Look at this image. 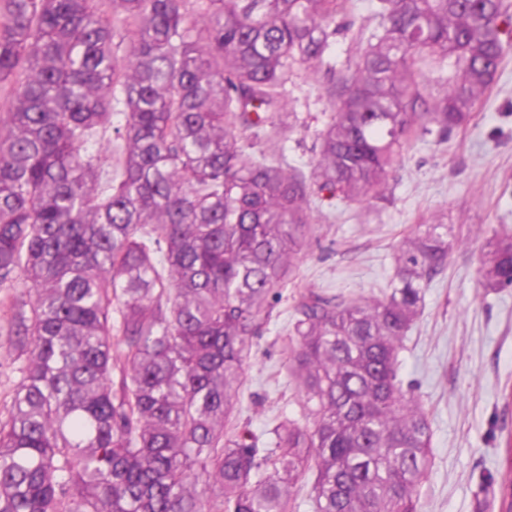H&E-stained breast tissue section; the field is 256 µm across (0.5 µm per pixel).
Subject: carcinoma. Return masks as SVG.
I'll return each instance as SVG.
<instances>
[{"label":"carcinoma","mask_w":512,"mask_h":512,"mask_svg":"<svg viewBox=\"0 0 512 512\" xmlns=\"http://www.w3.org/2000/svg\"><path fill=\"white\" fill-rule=\"evenodd\" d=\"M354 7L0 0V288L29 296L0 512H296L307 478L314 512H419L431 426L399 355L448 269L442 218L403 235L379 295L294 292L301 417L236 416L269 298L322 231L312 199H385L412 140L471 120L512 33V0H378L338 68ZM299 66L334 109L308 174L278 146ZM487 247L478 287H511L512 233ZM499 484L512 512L509 441ZM362 1L359 10L355 15L336 16L333 26L339 28V32L336 34V37L333 39L332 45V53L336 56V60L338 61L337 67H340V64L344 62L348 50L354 46L353 38L355 37L358 29L364 23L365 18L370 14L369 9L371 8V1L376 2V0H360ZM357 49H351V55H355Z\"/></svg>","instance_id":"cac0c4a2"}]
</instances>
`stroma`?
Here are the masks:
<instances>
[{
  "label": "stroma",
  "instance_id": "35a3bbf8",
  "mask_svg": "<svg viewBox=\"0 0 512 512\" xmlns=\"http://www.w3.org/2000/svg\"><path fill=\"white\" fill-rule=\"evenodd\" d=\"M323 82L301 67L288 84L295 119L287 154L305 170L318 156V133L330 113ZM435 214L445 217L456 246L447 273L426 291L399 368L430 411L431 466L420 512H499L497 474L512 438V287L485 293L475 272L488 237L500 226L512 228V61L466 126L404 151L385 199L349 204L321 197L311 215L324 229L298 254L294 288L371 296L393 275L404 230ZM292 290L274 302L245 367L239 418L256 432L271 415L297 410L284 349ZM8 329L9 316L0 312V419L8 415L23 359Z\"/></svg>",
  "mask_w": 512,
  "mask_h": 512
}]
</instances>
